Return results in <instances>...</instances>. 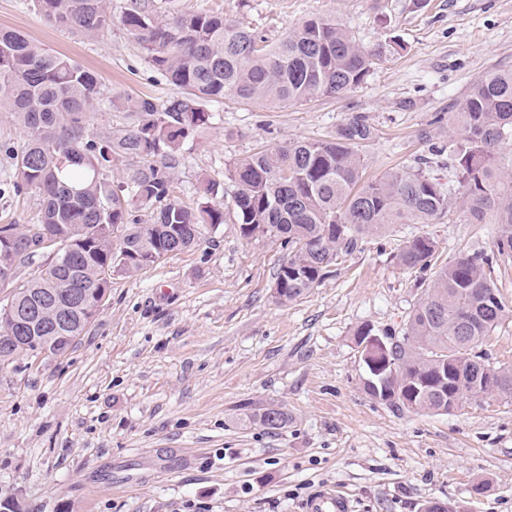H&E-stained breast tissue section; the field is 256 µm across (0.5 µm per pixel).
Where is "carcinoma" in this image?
Masks as SVG:
<instances>
[{
	"mask_svg": "<svg viewBox=\"0 0 512 512\" xmlns=\"http://www.w3.org/2000/svg\"><path fill=\"white\" fill-rule=\"evenodd\" d=\"M34 7L60 28L94 39L112 29L109 0H33ZM120 24L142 49L149 65L176 91L158 103L150 97L128 100L136 117L130 129L98 139L85 137L89 108L103 95L100 77L75 60L0 29V111L14 112L29 133L14 157L13 190H35L42 198L39 223L76 250L65 267L46 264L43 275L24 285L33 295L51 294L55 306H69V272L90 299L107 295L112 281L113 246L108 228L122 230L131 278L155 265L153 253L200 242L190 226L224 223L212 202L218 188L203 182V200L189 208L176 200L153 211L142 223L131 208L170 196L182 144L210 123L209 106L232 101L265 108L318 98H340L370 75L378 53L359 43L338 22L309 18L275 41L250 27L209 11L159 16L145 0H128ZM448 146L432 143L436 156L448 155V172L458 189L444 188L420 167H402L363 180L360 147L375 128L367 116H349L328 140L297 139L273 150L237 160L229 170L236 190L233 213L240 233L253 237L266 224L287 251L275 281L285 282V301H295L319 286L359 241L390 231L397 224H435L455 216L466 224L497 225L491 253L474 251L436 269L439 249L429 235L403 242L397 265L432 278L409 312L400 335L382 336L384 347L368 352L370 367L382 366L384 378L371 377V397L399 411L449 414L456 395L480 406L497 395L512 396V367L497 365L482 351L512 310L491 274L496 258L512 254V172L495 159L512 135V69L493 68L477 77L459 102ZM135 157L142 166L128 197L112 191V161ZM25 241L21 249L0 252V266L12 271L41 251L37 238L13 225ZM87 312L72 311L69 326L56 336H81ZM253 422L280 430L288 412L264 407Z\"/></svg>",
	"mask_w": 512,
	"mask_h": 512,
	"instance_id": "obj_1",
	"label": "carcinoma"
}]
</instances>
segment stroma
Instances as JSON below:
<instances>
[{
  "instance_id": "stroma-1",
  "label": "stroma",
  "mask_w": 512,
  "mask_h": 512,
  "mask_svg": "<svg viewBox=\"0 0 512 512\" xmlns=\"http://www.w3.org/2000/svg\"><path fill=\"white\" fill-rule=\"evenodd\" d=\"M161 15L208 10L277 37L303 20H337L380 50L367 81L341 99L277 110L215 104L210 124L182 146L173 197L194 208L202 180L217 203L234 192L233 163L294 139L335 135L350 113L376 129L366 177L430 159L435 115L451 118L467 88L512 68V0H148ZM65 54L102 79L110 98L165 100L172 87L121 24L89 41L51 24L32 0H0V28ZM27 131L0 112V183ZM36 191L0 195V226L38 223ZM429 235L439 259L490 251L492 224H401L364 238L318 287L293 302L273 294L285 252L244 238L233 217L195 248L132 278L117 277L86 331L61 355L21 354L0 365V500L22 512H303L313 495L344 489L352 512H512V399L447 416L403 413L363 389L355 333L400 331L421 296L419 273L393 259ZM271 405L291 418L251 423ZM487 491L474 493L480 480ZM253 422L260 424L268 430H280L285 428L290 421L288 412L282 408L274 409L271 407L259 408L251 415Z\"/></svg>"
}]
</instances>
